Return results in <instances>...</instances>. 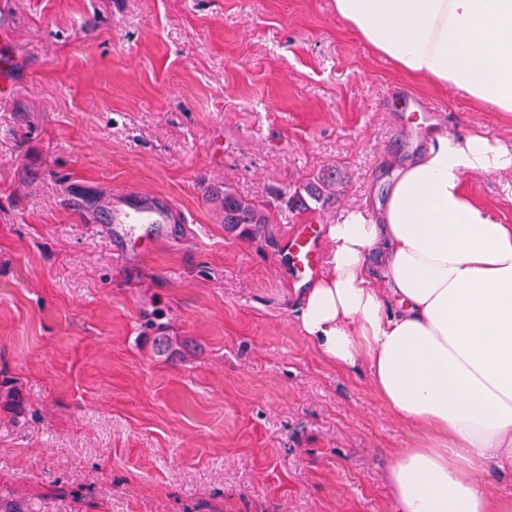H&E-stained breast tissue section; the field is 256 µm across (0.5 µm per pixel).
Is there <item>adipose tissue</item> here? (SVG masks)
<instances>
[{"label": "adipose tissue", "instance_id": "adipose-tissue-1", "mask_svg": "<svg viewBox=\"0 0 512 512\" xmlns=\"http://www.w3.org/2000/svg\"><path fill=\"white\" fill-rule=\"evenodd\" d=\"M336 16L405 74L512 115V0H335ZM512 174V151L438 133L399 169L376 217L330 225L329 265L298 317L330 364L364 365L373 391L426 433L386 479L390 512H500L512 475V225L466 189ZM488 486L500 501L503 512H512V481L511 476H501L493 473Z\"/></svg>", "mask_w": 512, "mask_h": 512}]
</instances>
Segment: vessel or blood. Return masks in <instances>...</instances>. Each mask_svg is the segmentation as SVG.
I'll return each mask as SVG.
<instances>
[{"label": "vessel or blood", "mask_w": 512, "mask_h": 512, "mask_svg": "<svg viewBox=\"0 0 512 512\" xmlns=\"http://www.w3.org/2000/svg\"><path fill=\"white\" fill-rule=\"evenodd\" d=\"M15 87L13 56L0 52V101L11 98ZM98 224L108 235L133 246L140 241L164 238L173 222L169 203L160 196L138 191H121L111 199Z\"/></svg>", "instance_id": "1"}]
</instances>
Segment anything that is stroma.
Masks as SVG:
<instances>
[{"label":"stroma","mask_w":512,"mask_h":512,"mask_svg":"<svg viewBox=\"0 0 512 512\" xmlns=\"http://www.w3.org/2000/svg\"><path fill=\"white\" fill-rule=\"evenodd\" d=\"M0 10V512H390L385 473L420 435L305 338L291 238L313 225L323 265L327 225L384 203L432 129L512 147V121L404 74L335 0ZM325 169L335 198L290 206ZM466 183L512 224L511 177ZM213 184L266 208L264 233H227ZM128 188L173 203L170 238L96 231ZM0 101L11 98L15 82L13 78V56L7 49L0 52Z\"/></svg>","instance_id":"35a3bbf8"}]
</instances>
